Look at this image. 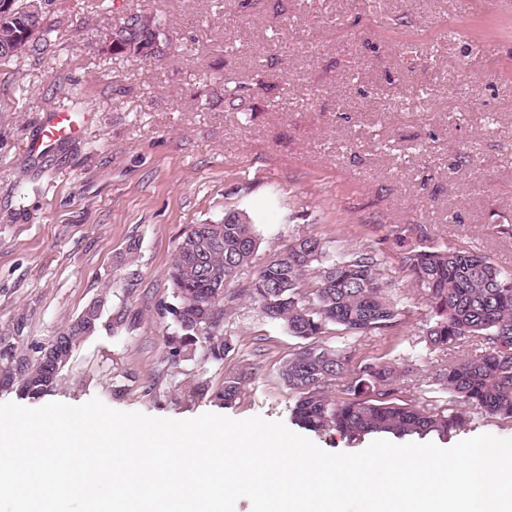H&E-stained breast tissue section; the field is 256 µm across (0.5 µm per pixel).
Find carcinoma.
<instances>
[{"instance_id":"cac0c4a2","label":"carcinoma","mask_w":512,"mask_h":512,"mask_svg":"<svg viewBox=\"0 0 512 512\" xmlns=\"http://www.w3.org/2000/svg\"><path fill=\"white\" fill-rule=\"evenodd\" d=\"M159 25L155 18L136 15L134 30L123 33L125 43H153L152 27ZM48 34L46 28L20 46L1 42L0 60L40 52ZM224 100L238 112L248 111L242 85H224ZM257 244L249 216L235 211L215 224H195L185 234L169 267L173 304L167 312L176 325L166 339L171 363L179 364L199 348L212 361L224 360L233 350L224 336V288L250 265ZM402 264L432 312L424 329L427 346L450 351L481 344L448 360L435 374L464 408L435 412L401 397V381L414 369L387 362L362 367L343 386L342 398L328 396V385L345 378L349 356L318 338L331 325L360 336L386 327L398 309L385 291L384 269L374 251L335 256L323 239L307 236L262 265L248 286L261 313L283 323L300 342L281 368L283 381L299 394L292 420L315 433L335 430L353 442L381 433L448 437L474 413L512 423V273L474 250H411ZM104 305L102 299L89 304L53 337L49 349L67 354L102 329L117 333L131 326L124 312L105 316ZM58 378L52 360H31L0 341L1 387L15 385L39 396ZM247 379L246 372L225 378L214 400L232 404Z\"/></svg>"}]
</instances>
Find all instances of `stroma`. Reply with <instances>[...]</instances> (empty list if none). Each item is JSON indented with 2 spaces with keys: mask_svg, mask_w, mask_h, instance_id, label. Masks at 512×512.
<instances>
[{
  "mask_svg": "<svg viewBox=\"0 0 512 512\" xmlns=\"http://www.w3.org/2000/svg\"><path fill=\"white\" fill-rule=\"evenodd\" d=\"M131 13L162 20L163 58L102 50ZM47 25L41 55L0 61V336L31 350L99 297L134 322L80 342L52 391L0 388V402L290 423L280 369L296 340L246 288L315 235L335 254L379 251L400 308L392 327L332 326L320 343L346 348L353 374L416 361L405 389L455 407L432 380L446 357L423 340L430 311L402 257L474 249L512 271V0H54ZM226 82L250 86L248 112L216 100ZM75 87L79 134L35 150ZM230 211L258 235L224 302L233 349L171 365V259L192 225ZM245 370L232 404L213 399Z\"/></svg>",
  "mask_w": 512,
  "mask_h": 512,
  "instance_id": "stroma-1",
  "label": "stroma"
}]
</instances>
